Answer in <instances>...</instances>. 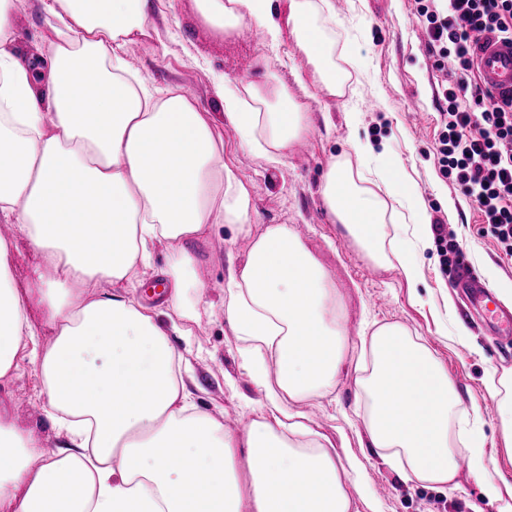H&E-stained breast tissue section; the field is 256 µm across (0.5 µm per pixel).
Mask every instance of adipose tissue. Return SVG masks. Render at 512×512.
Segmentation results:
<instances>
[{"label":"adipose tissue","mask_w":512,"mask_h":512,"mask_svg":"<svg viewBox=\"0 0 512 512\" xmlns=\"http://www.w3.org/2000/svg\"><path fill=\"white\" fill-rule=\"evenodd\" d=\"M54 39L42 64L16 47L12 0H0V221L15 225L51 278L38 290L55 329L40 344L29 321L33 298L9 284L12 244L0 239V380L22 348L43 380L49 415L68 436L48 450L32 431L0 418V506L14 512H351L347 489L357 463L326 447L294 399L329 391L350 346L336 312L332 275L288 225L254 238L224 282V316L251 380L266 392L262 415L243 432L194 410L155 309L120 285L151 266L152 244L166 243L168 302L191 335L196 309L187 288L204 294L190 248L209 227L245 231L248 184L224 162V141L208 113L178 88L150 89L129 72L125 46L155 31L151 0H42ZM297 48L344 93L331 64L330 0H289ZM201 22L220 34L255 25L276 46L272 0H196ZM218 95L242 145L271 165L310 125L286 84L269 80ZM374 150L358 134L345 157L329 161L319 193L342 233L375 261L393 257L407 282L418 276L416 238L386 243L384 226L426 221L421 198L401 164L386 161L353 175L351 158ZM400 208L386 209L387 200ZM104 280L115 290L85 295ZM367 361L355 369L367 401L373 453L395 463L407 483L445 485L466 461L483 477L488 499L502 496L489 478L478 409L461 408L432 350L398 322L361 339ZM457 425L449 437V425ZM243 455L247 474L234 460Z\"/></svg>","instance_id":"ef3b65f1"}]
</instances>
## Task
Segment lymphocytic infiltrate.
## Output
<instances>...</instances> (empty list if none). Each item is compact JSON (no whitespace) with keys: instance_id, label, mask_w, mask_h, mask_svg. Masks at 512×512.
Listing matches in <instances>:
<instances>
[{"instance_id":"f902f5d3","label":"lymphocytic infiltrate","mask_w":512,"mask_h":512,"mask_svg":"<svg viewBox=\"0 0 512 512\" xmlns=\"http://www.w3.org/2000/svg\"><path fill=\"white\" fill-rule=\"evenodd\" d=\"M414 10L438 73L450 63L458 77L473 75L472 31L512 38V0H414ZM437 94L446 104L434 146L441 170L476 205L488 234L512 258V104L480 89L460 95L458 86L444 81Z\"/></svg>"}]
</instances>
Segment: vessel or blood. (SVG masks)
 Wrapping results in <instances>:
<instances>
[{"label":"vessel or blood","mask_w":512,"mask_h":512,"mask_svg":"<svg viewBox=\"0 0 512 512\" xmlns=\"http://www.w3.org/2000/svg\"><path fill=\"white\" fill-rule=\"evenodd\" d=\"M472 49L482 88L498 101H512V40L482 33L475 36ZM455 285L486 321L512 333V309L494 303L491 290L472 268L463 269Z\"/></svg>","instance_id":"vessel-or-blood-1"}]
</instances>
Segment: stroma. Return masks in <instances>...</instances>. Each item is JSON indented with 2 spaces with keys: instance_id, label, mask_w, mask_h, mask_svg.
<instances>
[{
  "instance_id": "obj_1",
  "label": "stroma",
  "mask_w": 512,
  "mask_h": 512,
  "mask_svg": "<svg viewBox=\"0 0 512 512\" xmlns=\"http://www.w3.org/2000/svg\"><path fill=\"white\" fill-rule=\"evenodd\" d=\"M288 2L275 0L283 23L280 42L270 51L264 50V36L254 26L224 38L215 35L199 20L195 0H157L154 38L123 50L130 70L149 86L182 89L211 113L224 140L225 163L251 187L252 222L247 232L213 226L197 246L198 276L208 284L224 280L229 269L243 261L252 237L271 224L291 226L332 274L351 337H358L368 322H400L432 349L447 369L463 408L479 409L490 474L512 484V447L501 438L496 402L485 387L491 373L512 368V335L480 327L468 313L452 278L440 271L436 242H428L418 254V281L409 284L397 268L372 261L344 236L318 193L328 160L340 156L349 135L358 133L377 152L404 166L429 221L447 224L468 266L479 276L492 273L499 281L512 283V260L484 233L475 205L439 170L434 155L442 107L435 87L438 75L417 37L420 26L413 0H331L336 14L331 34L334 53L358 64L351 91L339 99L323 91L315 66L298 51L286 21ZM14 18L23 53L48 50L51 29L41 0H14ZM270 71L287 84L295 99L307 104L311 124L305 144H294L280 167L242 146L216 94L218 84L260 83ZM415 106L426 113L424 122H415L411 113ZM352 107L359 112L358 120L350 118ZM285 169L290 172L286 179L281 176ZM152 265V273L133 281L129 290L140 302L162 308L163 322H175L177 313L151 293L155 273L168 266L164 244L153 246ZM187 297L197 302L198 321L192 335L172 333L170 343L188 361L185 381L191 400L225 428L244 430L255 410L265 404L266 393L241 365L236 338L224 318L223 293L209 290L200 299L191 288ZM449 309L456 314V327L464 331L453 342L440 334ZM16 363L12 374L0 380V415L36 433L48 449L63 446L66 436L45 413L47 396L28 351H20ZM288 408L305 413L341 458L360 462L357 478L362 493L353 512H506L512 504L508 497L486 499L482 479L464 464L450 487L403 482L393 464L369 449L363 425L365 402L355 396L353 362L342 366L334 389L289 401Z\"/></svg>"
}]
</instances>
